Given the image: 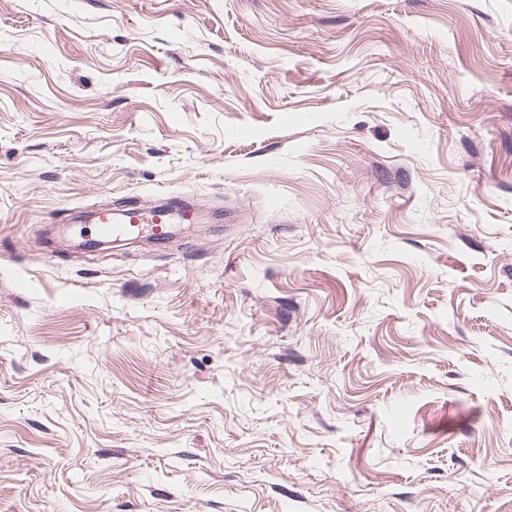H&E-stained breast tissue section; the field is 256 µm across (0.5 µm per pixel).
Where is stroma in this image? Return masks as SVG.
<instances>
[{
    "label": "stroma",
    "mask_w": 512,
    "mask_h": 512,
    "mask_svg": "<svg viewBox=\"0 0 512 512\" xmlns=\"http://www.w3.org/2000/svg\"><path fill=\"white\" fill-rule=\"evenodd\" d=\"M0 512H512V0H0ZM121 220L114 219V213L109 208L100 209L94 218L97 221L95 231L97 237H127L150 232L157 240L165 239L171 225L175 223L191 224L194 222V209L178 196L169 198L165 207H157L150 211L139 208H129L122 211Z\"/></svg>",
    "instance_id": "stroma-1"
}]
</instances>
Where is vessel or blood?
Segmentation results:
<instances>
[{
  "label": "vessel or blood",
  "mask_w": 512,
  "mask_h": 512,
  "mask_svg": "<svg viewBox=\"0 0 512 512\" xmlns=\"http://www.w3.org/2000/svg\"><path fill=\"white\" fill-rule=\"evenodd\" d=\"M95 231L98 237H127L144 231L150 232L156 239H165L170 227L175 223L190 224L195 219L192 207L181 198L170 197L166 206L150 211L129 208L121 217H114L111 209H100L96 215Z\"/></svg>",
  "instance_id": "obj_1"
}]
</instances>
